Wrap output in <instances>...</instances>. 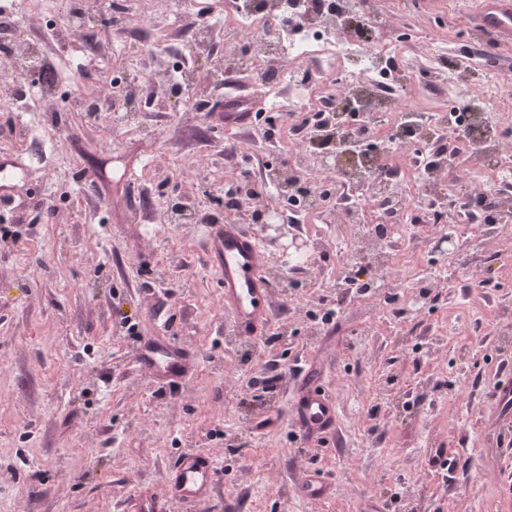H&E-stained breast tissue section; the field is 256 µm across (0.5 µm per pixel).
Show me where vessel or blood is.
<instances>
[{"label":"vessel or blood","instance_id":"obj_1","mask_svg":"<svg viewBox=\"0 0 512 512\" xmlns=\"http://www.w3.org/2000/svg\"><path fill=\"white\" fill-rule=\"evenodd\" d=\"M476 17L483 29L495 32L505 42L512 40V0H479ZM240 98L224 97V130L240 132L250 127L252 112L240 111ZM27 176L19 156L0 153V196L9 194L14 183ZM207 258L218 268L224 285V307L234 316L235 326L250 336L265 335L271 328L273 293L258 241L233 221L210 227ZM142 371L171 385L189 373L187 350L172 340L141 343L134 355ZM297 435L329 434L336 425V402L332 395L303 376L292 404ZM216 469L209 454L184 452L165 476V499L141 502L139 512H167L176 504L195 512L205 503L215 483Z\"/></svg>","mask_w":512,"mask_h":512}]
</instances>
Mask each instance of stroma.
<instances>
[{"label":"stroma","instance_id":"obj_1","mask_svg":"<svg viewBox=\"0 0 512 512\" xmlns=\"http://www.w3.org/2000/svg\"><path fill=\"white\" fill-rule=\"evenodd\" d=\"M389 10L424 32L473 31L471 12L448 16V0H389ZM171 18L145 14L137 39L99 27L69 40L68 58L43 45L38 59L65 77L87 72L82 90L97 96L111 70L97 60L152 62ZM215 88L204 111H188L169 87L154 109L126 128L108 112L42 108L41 142L12 130L0 109V152L22 153L29 180L11 223L25 227L0 241V512H124L135 490L159 493L176 457L213 453L216 489L198 512H512V410L488 393L512 351L499 346L512 329L508 242L486 250L470 292L478 316L453 321L465 270L449 268L419 311L386 319L377 299L336 285L333 255L314 257L302 289L275 287L269 336L239 333L221 300V274L206 261L207 227L157 224L154 209L185 199L213 208L224 190V118ZM107 159L103 178H80ZM338 307L332 325L311 312ZM195 352L192 374L157 384L133 365L139 344L159 330ZM336 401L334 439L296 438L293 371L303 357ZM267 388L253 378L272 366ZM282 414L258 435L250 421ZM433 448L458 451V478L424 464ZM329 483L305 499L308 471Z\"/></svg>","mask_w":512,"mask_h":512}]
</instances>
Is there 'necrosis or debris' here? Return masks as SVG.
<instances>
[{
  "label": "necrosis or debris",
  "mask_w": 512,
  "mask_h": 512,
  "mask_svg": "<svg viewBox=\"0 0 512 512\" xmlns=\"http://www.w3.org/2000/svg\"><path fill=\"white\" fill-rule=\"evenodd\" d=\"M383 0H180V37H209L222 12L224 61L260 77L269 107L248 138L228 139L247 198L225 212L271 207L308 240L335 252L358 294L379 296L398 252L417 237L433 266L473 268L489 234L512 213V77L480 67L474 53L426 52L425 35L389 23ZM448 105L407 103L401 75ZM472 179L482 197L460 192ZM450 240L449 251L434 245Z\"/></svg>",
  "instance_id": "necrosis-or-debris-1"
}]
</instances>
